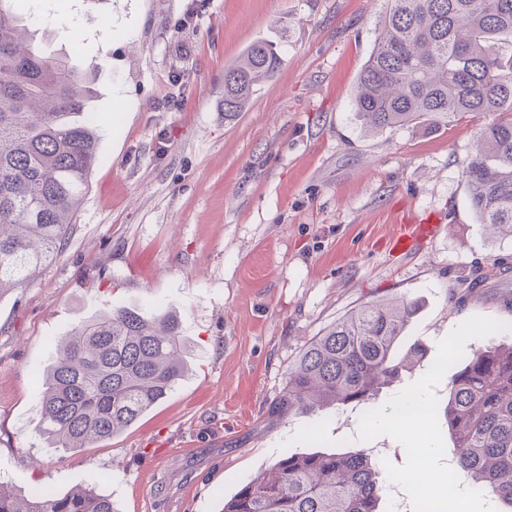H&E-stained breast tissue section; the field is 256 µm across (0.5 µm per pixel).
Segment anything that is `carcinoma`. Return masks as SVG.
I'll use <instances>...</instances> for the list:
<instances>
[{
	"label": "carcinoma",
	"mask_w": 512,
	"mask_h": 512,
	"mask_svg": "<svg viewBox=\"0 0 512 512\" xmlns=\"http://www.w3.org/2000/svg\"><path fill=\"white\" fill-rule=\"evenodd\" d=\"M14 0H0V299L65 250L95 161L94 79L35 50ZM354 89L367 132L498 112L466 166L479 223L512 238V0H388ZM281 57L259 41L224 70V119L275 76ZM83 115L81 121L73 117ZM416 312L408 300L349 311L309 340L288 369L280 414L314 415L371 400L399 373L395 344ZM176 314L106 305L55 341L40 379L42 433L54 448H90L124 431L187 370ZM448 426L458 480L512 512V347L475 354L450 377ZM384 469L368 454L292 453L257 474L221 512H379ZM0 512H114L109 496L75 487L21 496L0 483Z\"/></svg>",
	"instance_id": "carcinoma-1"
}]
</instances>
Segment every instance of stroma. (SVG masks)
I'll return each mask as SVG.
<instances>
[{
	"instance_id": "35a3bbf8",
	"label": "stroma",
	"mask_w": 512,
	"mask_h": 512,
	"mask_svg": "<svg viewBox=\"0 0 512 512\" xmlns=\"http://www.w3.org/2000/svg\"><path fill=\"white\" fill-rule=\"evenodd\" d=\"M386 0H19L35 48L94 69L97 159L65 251L0 299V481L79 485L116 512H221L295 452L363 450L387 473L380 512H421L411 480H445L451 368L512 345V239L484 235L466 163L494 112L366 134L353 91ZM276 76L224 117V70L252 43ZM401 224H433L403 253ZM487 277L481 297L466 289ZM385 295L415 301L409 361L367 404L274 414L303 344ZM176 313L189 368L95 447H49L38 380L53 342L107 304ZM421 425H399L411 400ZM442 512H501L460 483Z\"/></svg>"
}]
</instances>
